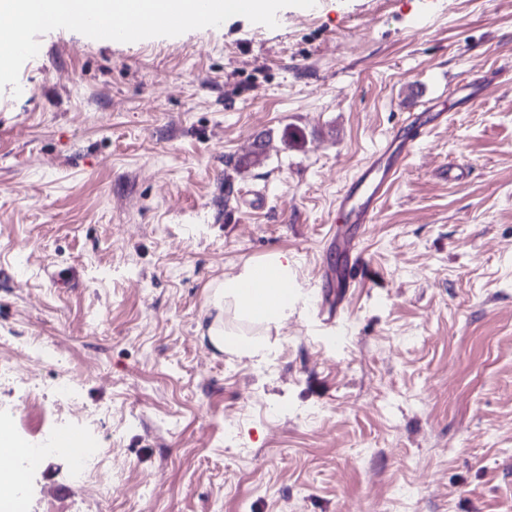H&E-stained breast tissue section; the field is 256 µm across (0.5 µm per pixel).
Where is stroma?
<instances>
[{"label": "stroma", "instance_id": "obj_1", "mask_svg": "<svg viewBox=\"0 0 512 512\" xmlns=\"http://www.w3.org/2000/svg\"><path fill=\"white\" fill-rule=\"evenodd\" d=\"M277 20L55 29L0 91V360L27 371L0 379V421L122 463L104 496L47 457L25 512H512V0ZM419 95L446 115L375 222L330 226ZM332 230L368 273L330 329ZM273 251L311 296L260 363L207 329L224 277Z\"/></svg>", "mask_w": 512, "mask_h": 512}]
</instances>
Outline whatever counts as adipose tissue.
I'll use <instances>...</instances> for the list:
<instances>
[{"instance_id": "ef3b65f1", "label": "adipose tissue", "mask_w": 512, "mask_h": 512, "mask_svg": "<svg viewBox=\"0 0 512 512\" xmlns=\"http://www.w3.org/2000/svg\"><path fill=\"white\" fill-rule=\"evenodd\" d=\"M306 299L297 279L295 260L273 252L245 263L236 274L225 277L216 306L240 322L268 330L279 327L287 320L289 310Z\"/></svg>"}]
</instances>
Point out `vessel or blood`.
Returning a JSON list of instances; mask_svg holds the SVG:
<instances>
[{
  "label": "vessel or blood",
  "mask_w": 512,
  "mask_h": 512,
  "mask_svg": "<svg viewBox=\"0 0 512 512\" xmlns=\"http://www.w3.org/2000/svg\"><path fill=\"white\" fill-rule=\"evenodd\" d=\"M426 132L424 120L416 116L406 127L388 134L367 164L352 176L337 195L334 223H373L393 176L419 145ZM336 255L338 278L348 282L360 276V266L353 258V238L338 239Z\"/></svg>",
  "instance_id": "vessel-or-blood-1"
}]
</instances>
